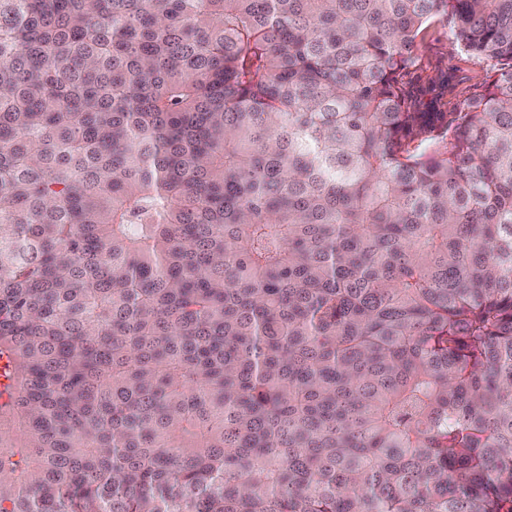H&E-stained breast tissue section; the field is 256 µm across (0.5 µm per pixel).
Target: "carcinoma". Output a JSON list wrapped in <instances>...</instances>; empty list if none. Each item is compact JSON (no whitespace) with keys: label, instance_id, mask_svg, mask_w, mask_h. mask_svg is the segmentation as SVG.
<instances>
[{"label":"carcinoma","instance_id":"carcinoma-1","mask_svg":"<svg viewBox=\"0 0 512 512\" xmlns=\"http://www.w3.org/2000/svg\"><path fill=\"white\" fill-rule=\"evenodd\" d=\"M0 512H512V0H0ZM450 28L446 22L426 24L419 37L422 67L404 76L406 86L420 92L421 102L440 112L462 111L468 99L484 91L493 75L489 66L456 48Z\"/></svg>","mask_w":512,"mask_h":512}]
</instances>
